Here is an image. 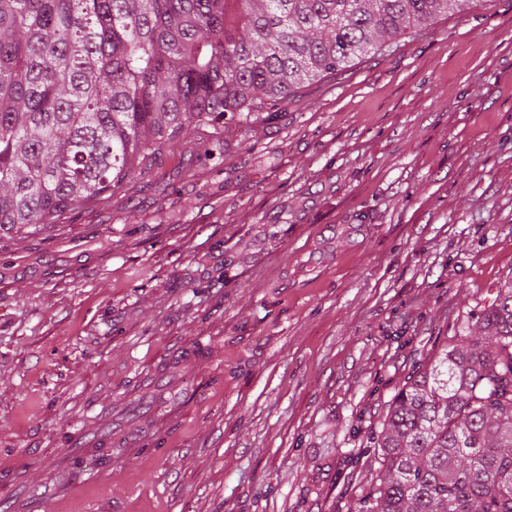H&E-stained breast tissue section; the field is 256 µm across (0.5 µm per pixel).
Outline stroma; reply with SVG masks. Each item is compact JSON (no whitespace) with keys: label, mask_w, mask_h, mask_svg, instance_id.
<instances>
[{"label":"stroma","mask_w":512,"mask_h":512,"mask_svg":"<svg viewBox=\"0 0 512 512\" xmlns=\"http://www.w3.org/2000/svg\"><path fill=\"white\" fill-rule=\"evenodd\" d=\"M210 140L0 236V512H349L415 362L512 279V0Z\"/></svg>","instance_id":"stroma-1"}]
</instances>
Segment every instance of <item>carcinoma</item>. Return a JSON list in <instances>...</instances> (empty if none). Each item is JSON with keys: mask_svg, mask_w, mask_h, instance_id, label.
<instances>
[{"mask_svg": "<svg viewBox=\"0 0 512 512\" xmlns=\"http://www.w3.org/2000/svg\"><path fill=\"white\" fill-rule=\"evenodd\" d=\"M483 0H0V235L40 233L188 130L266 120L401 32ZM419 364L355 512H512V283Z\"/></svg>", "mask_w": 512, "mask_h": 512, "instance_id": "obj_1", "label": "carcinoma"}]
</instances>
